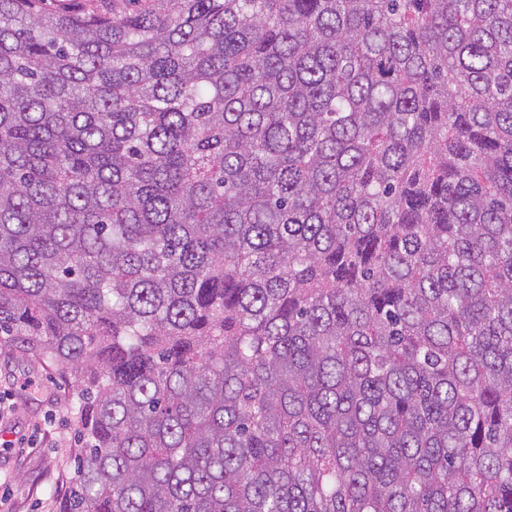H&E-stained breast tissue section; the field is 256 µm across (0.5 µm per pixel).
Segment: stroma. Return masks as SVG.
<instances>
[{
  "label": "stroma",
  "instance_id": "obj_1",
  "mask_svg": "<svg viewBox=\"0 0 512 512\" xmlns=\"http://www.w3.org/2000/svg\"><path fill=\"white\" fill-rule=\"evenodd\" d=\"M71 387L0 346V512H58L78 446Z\"/></svg>",
  "mask_w": 512,
  "mask_h": 512
}]
</instances>
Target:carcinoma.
Returning <instances> with one entry per match:
<instances>
[{"mask_svg": "<svg viewBox=\"0 0 512 512\" xmlns=\"http://www.w3.org/2000/svg\"><path fill=\"white\" fill-rule=\"evenodd\" d=\"M0 345L62 512H512V0H0ZM74 402L54 370L0 346V443H12L0 446V512L59 510L76 467Z\"/></svg>", "mask_w": 512, "mask_h": 512, "instance_id": "cac0c4a2", "label": "carcinoma"}]
</instances>
